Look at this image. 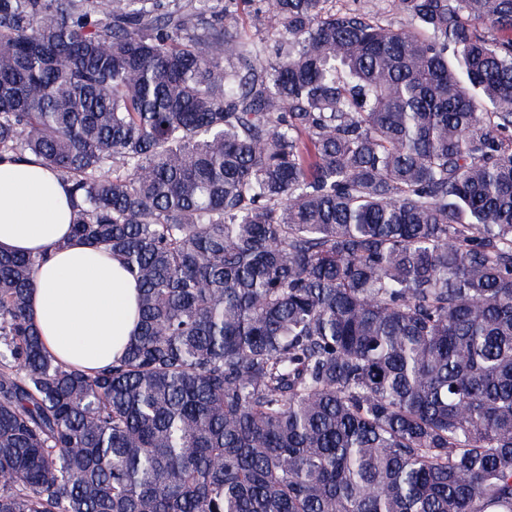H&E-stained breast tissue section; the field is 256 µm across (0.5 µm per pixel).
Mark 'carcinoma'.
<instances>
[{"label":"carcinoma","instance_id":"obj_1","mask_svg":"<svg viewBox=\"0 0 512 512\" xmlns=\"http://www.w3.org/2000/svg\"><path fill=\"white\" fill-rule=\"evenodd\" d=\"M0 0V160L139 285L55 360L0 251V512H512V0ZM327 8L353 9L382 24H399L404 17L399 9V0H333L326 5Z\"/></svg>","mask_w":512,"mask_h":512}]
</instances>
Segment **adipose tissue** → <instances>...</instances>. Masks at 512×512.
<instances>
[{
  "instance_id": "adipose-tissue-1",
  "label": "adipose tissue",
  "mask_w": 512,
  "mask_h": 512,
  "mask_svg": "<svg viewBox=\"0 0 512 512\" xmlns=\"http://www.w3.org/2000/svg\"><path fill=\"white\" fill-rule=\"evenodd\" d=\"M72 218L59 172L0 162V250L41 259L29 303L44 346L62 364L98 371L138 330V284L119 258L71 237Z\"/></svg>"
}]
</instances>
